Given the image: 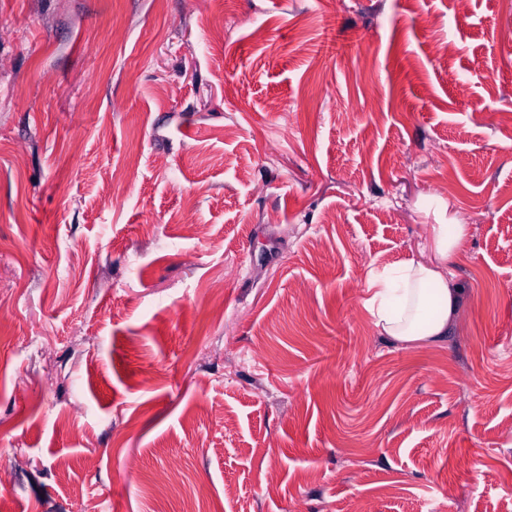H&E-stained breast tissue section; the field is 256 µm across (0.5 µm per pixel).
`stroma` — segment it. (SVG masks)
<instances>
[{
    "mask_svg": "<svg viewBox=\"0 0 512 512\" xmlns=\"http://www.w3.org/2000/svg\"><path fill=\"white\" fill-rule=\"evenodd\" d=\"M450 216L457 326L387 342L367 274ZM0 469V512H512V0H0Z\"/></svg>",
    "mask_w": 512,
    "mask_h": 512,
    "instance_id": "1",
    "label": "stroma"
}]
</instances>
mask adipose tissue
Listing matches in <instances>:
<instances>
[{
  "label": "adipose tissue",
  "instance_id": "1",
  "mask_svg": "<svg viewBox=\"0 0 512 512\" xmlns=\"http://www.w3.org/2000/svg\"><path fill=\"white\" fill-rule=\"evenodd\" d=\"M467 237V225H432L433 258L370 271L365 305L380 335L396 344L446 341L466 301L449 259Z\"/></svg>",
  "mask_w": 512,
  "mask_h": 512
}]
</instances>
